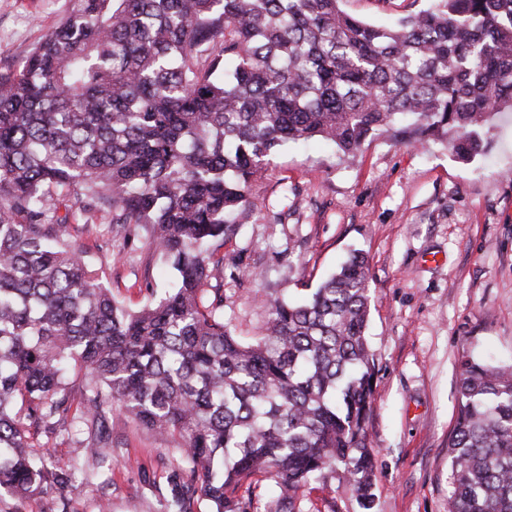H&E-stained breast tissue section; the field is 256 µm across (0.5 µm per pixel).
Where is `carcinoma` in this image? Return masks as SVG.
I'll return each instance as SVG.
<instances>
[{
    "instance_id": "obj_1",
    "label": "carcinoma",
    "mask_w": 512,
    "mask_h": 512,
    "mask_svg": "<svg viewBox=\"0 0 512 512\" xmlns=\"http://www.w3.org/2000/svg\"><path fill=\"white\" fill-rule=\"evenodd\" d=\"M342 0H76L0 72V494L64 492L110 436L60 466L30 431L72 420L68 374L85 369L81 419L116 403L182 439L168 512H258L238 495L265 478L267 512L341 474L372 508L366 421L375 354L370 288L354 253L301 303L266 299L243 339L224 323L226 217L279 148L321 138L344 154L370 137H434L467 160L477 130L512 109V0H432L390 27ZM140 224L175 287L127 310L64 238L60 200ZM448 512H512V364L459 362Z\"/></svg>"
}]
</instances>
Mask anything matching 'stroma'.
<instances>
[{"label":"stroma","mask_w":512,"mask_h":512,"mask_svg":"<svg viewBox=\"0 0 512 512\" xmlns=\"http://www.w3.org/2000/svg\"><path fill=\"white\" fill-rule=\"evenodd\" d=\"M73 0H0V69L20 61L67 14ZM428 0H344V9L387 26ZM482 151L462 160L446 144L411 137L367 139L353 156L313 139L274 155L220 250L224 318L257 335L267 293L298 299L350 251L368 266L367 334L376 353L368 443L376 468L372 512H448V438L455 424L463 354L512 363V112L479 131ZM109 207L66 227L83 258L122 306L146 301L174 277L145 232L110 234ZM112 455L78 473L69 512H161L165 477L182 440H162L122 409L106 422ZM75 422L58 436L33 435L35 451L60 463L87 443ZM302 512H362L342 478L314 484Z\"/></svg>","instance_id":"35a3bbf8"}]
</instances>
